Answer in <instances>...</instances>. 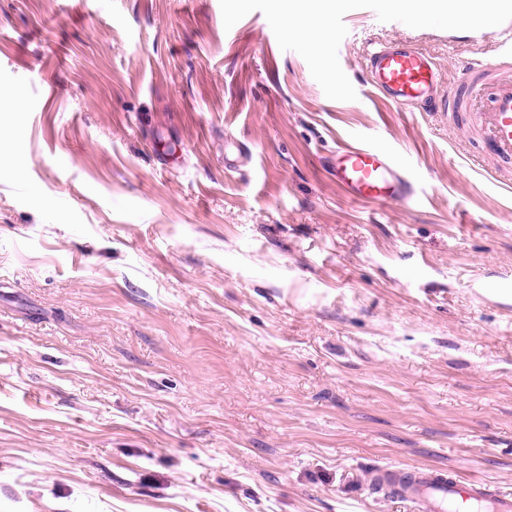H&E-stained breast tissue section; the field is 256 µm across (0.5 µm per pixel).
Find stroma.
Listing matches in <instances>:
<instances>
[{"label":"stroma","instance_id":"35a3bbf8","mask_svg":"<svg viewBox=\"0 0 512 512\" xmlns=\"http://www.w3.org/2000/svg\"><path fill=\"white\" fill-rule=\"evenodd\" d=\"M356 100L219 0H0V512H415L380 467L512 491V186L445 112L377 100L404 42L456 81L492 29L344 16ZM368 142L417 195L366 204ZM329 173L336 188L353 200L386 204L415 195L414 183L398 171L393 156L376 147L339 146L329 161Z\"/></svg>","mask_w":512,"mask_h":512}]
</instances>
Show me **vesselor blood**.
<instances>
[{
    "label": "vessel or blood",
    "instance_id": "b4317fda",
    "mask_svg": "<svg viewBox=\"0 0 512 512\" xmlns=\"http://www.w3.org/2000/svg\"><path fill=\"white\" fill-rule=\"evenodd\" d=\"M366 70L376 94L397 108L466 114L473 160H491L493 177L512 175V63L469 59L448 89L429 54L395 42L370 51ZM329 173L342 194L361 202L393 203L415 194L413 182L398 171L393 156L372 146L338 147ZM374 480L382 485L404 481L400 495L416 512H512L511 491L484 479L462 480L452 469L383 467Z\"/></svg>",
    "mask_w": 512,
    "mask_h": 512
}]
</instances>
